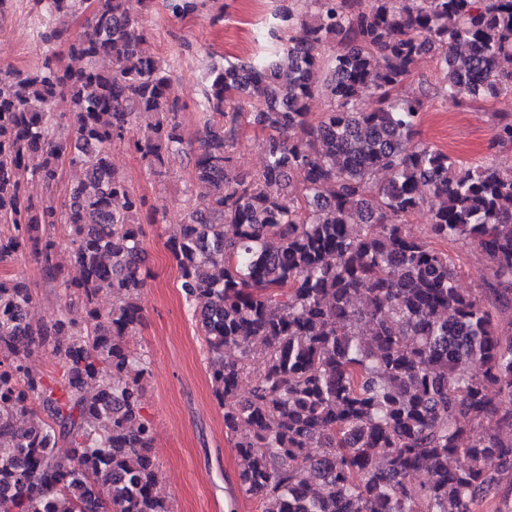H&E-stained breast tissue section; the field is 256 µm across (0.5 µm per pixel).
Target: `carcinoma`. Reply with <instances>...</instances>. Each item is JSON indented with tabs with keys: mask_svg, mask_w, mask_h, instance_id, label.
I'll use <instances>...</instances> for the list:
<instances>
[{
	"mask_svg": "<svg viewBox=\"0 0 512 512\" xmlns=\"http://www.w3.org/2000/svg\"><path fill=\"white\" fill-rule=\"evenodd\" d=\"M308 2L313 13L287 8L271 31L288 63L210 69L192 151L203 193L167 241L240 492L261 512H512V331L499 320L512 306V165L415 139L423 100L400 93L428 54L453 102L511 93L512 0ZM137 4L35 0L43 42L66 43L81 66L47 51L0 70V262L27 254L65 293L57 318L34 322L32 289L0 277V512H169L146 361L125 341L142 318L145 200L111 149L164 182L188 143L171 66L146 49L155 0ZM162 5L184 19L206 0ZM82 14V33L50 25ZM368 87L376 104L363 110ZM316 95L329 109L313 118ZM247 118L262 134L257 173L235 167ZM495 140L512 146V115L496 116ZM66 165L80 178L62 190ZM31 177L44 196L27 193ZM59 225L73 277L54 262ZM458 240L484 262L468 292L436 247ZM35 345L52 348L56 375L30 368Z\"/></svg>",
	"mask_w": 512,
	"mask_h": 512,
	"instance_id": "1",
	"label": "carcinoma"
}]
</instances>
